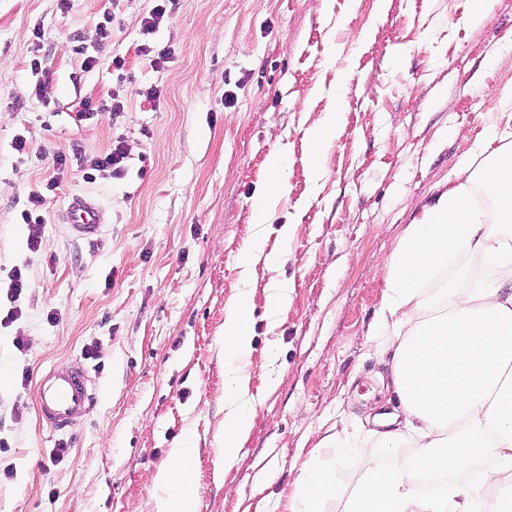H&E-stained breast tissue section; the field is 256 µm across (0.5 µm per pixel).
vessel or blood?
<instances>
[{
    "label": "vessel or blood",
    "instance_id": "obj_1",
    "mask_svg": "<svg viewBox=\"0 0 512 512\" xmlns=\"http://www.w3.org/2000/svg\"><path fill=\"white\" fill-rule=\"evenodd\" d=\"M68 221L70 228L82 238L91 240L100 233L99 209L85 198H73ZM92 401V378L79 362L54 364L38 379V415L52 431L65 432L77 426L89 413Z\"/></svg>",
    "mask_w": 512,
    "mask_h": 512
}]
</instances>
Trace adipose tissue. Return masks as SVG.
Segmentation results:
<instances>
[{
  "instance_id": "adipose-tissue-1",
  "label": "adipose tissue",
  "mask_w": 512,
  "mask_h": 512,
  "mask_svg": "<svg viewBox=\"0 0 512 512\" xmlns=\"http://www.w3.org/2000/svg\"><path fill=\"white\" fill-rule=\"evenodd\" d=\"M346 102L337 92L308 133V167L337 137ZM488 131L454 183L421 204L384 261L381 346L392 354L397 406L376 431L375 453L387 466L366 470L337 494L334 467L352 452L349 434L321 439L288 496L289 512H512V147ZM288 152L273 150L253 198L258 235L270 231L274 205L287 191ZM277 267L261 247L238 262L240 286L224 310V455L237 459L255 415L254 304L256 261ZM413 452H405V441ZM155 481V512H196V450L171 449Z\"/></svg>"
}]
</instances>
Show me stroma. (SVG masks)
<instances>
[{"label":"stroma","instance_id":"stroma-1","mask_svg":"<svg viewBox=\"0 0 512 512\" xmlns=\"http://www.w3.org/2000/svg\"><path fill=\"white\" fill-rule=\"evenodd\" d=\"M155 4L0 0V283L16 268L30 283L20 317L0 326V512H153L156 472L185 442L197 450L198 512H288L327 432H368L392 410L390 358L376 352L385 257L489 129L512 143V0H492L482 25L470 0H169L149 34ZM106 10L112 39L99 48L92 29ZM147 47L173 56L153 65ZM342 74V129L314 177L306 136ZM153 88L159 99L145 100ZM88 99L124 110L79 119ZM116 140L123 177L57 174L58 154ZM280 145L288 192L259 239L252 197ZM54 175L42 224L20 223L30 190ZM76 195L101 212L98 241L68 228ZM256 243L283 260L254 270L256 415L221 477L224 308ZM274 278L293 295L273 326ZM75 359L97 401L53 434L38 419L37 377Z\"/></svg>","mask_w":512,"mask_h":512}]
</instances>
